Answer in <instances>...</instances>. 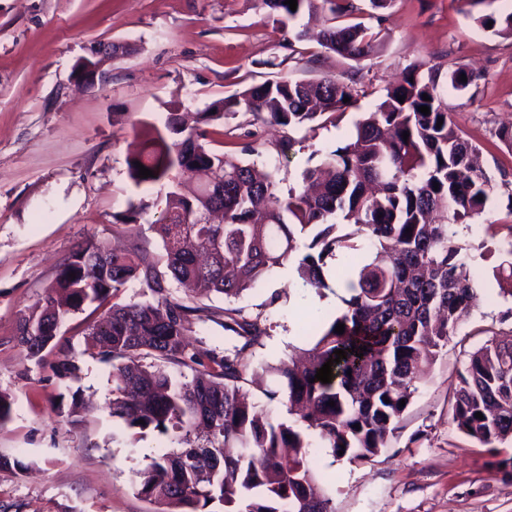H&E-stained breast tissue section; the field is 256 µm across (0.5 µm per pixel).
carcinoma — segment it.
Wrapping results in <instances>:
<instances>
[{"label": "carcinoma", "instance_id": "obj_1", "mask_svg": "<svg viewBox=\"0 0 512 512\" xmlns=\"http://www.w3.org/2000/svg\"><path fill=\"white\" fill-rule=\"evenodd\" d=\"M257 2L280 26L326 10L325 50L351 61L373 52L376 33L360 22H338L358 10L354 0H297L294 11L284 0ZM478 21L512 36V13ZM477 79L462 68L449 75L407 68L356 121L348 141L305 169L302 186L285 194L245 160L210 149L207 131L186 127L173 108L162 125H143L128 176L138 187L165 190L162 218L154 225L163 259L135 239L120 251L90 242L64 260L42 304L17 326L29 359L39 362L43 352L56 350V376L73 380L80 367L57 341L58 330L90 305L102 309L87 342L112 361L111 415L132 443L147 430L174 443L138 472L140 496L166 505V512H211L212 505L223 512H334L330 498L317 491L307 431H316L333 457L351 462L389 446L416 383L477 300L460 233L484 211L492 177L474 164L477 147L449 121L442 97L444 85L465 90ZM357 83L354 74L266 80L213 101L198 123L219 124L244 110L254 125L310 127L326 113L352 107ZM137 161L154 176L139 177ZM137 214L130 208L114 233L133 235ZM506 228L485 253L496 258L494 271L507 284L502 292L512 297V224ZM347 254V267L333 266ZM291 260L300 287L318 293L335 276L346 295L342 309L300 349L304 362L291 356L269 367L280 388L266 396L290 415L281 420L243 391L241 353L267 335L260 319L226 308L224 329L245 339L241 348L222 357L191 349L186 336L199 308L171 296L166 283L190 284L202 297L229 301ZM131 280L151 298L117 302ZM339 323L345 325L341 335L334 332ZM363 346L367 351L356 356ZM338 349L347 356L331 366V382H310ZM168 364L189 367L192 378L171 375ZM449 405L467 437L494 452L512 444V339L471 354Z\"/></svg>", "mask_w": 512, "mask_h": 512}]
</instances>
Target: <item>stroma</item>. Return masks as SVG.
Returning <instances> with one entry per match:
<instances>
[{"label": "stroma", "mask_w": 512, "mask_h": 512, "mask_svg": "<svg viewBox=\"0 0 512 512\" xmlns=\"http://www.w3.org/2000/svg\"><path fill=\"white\" fill-rule=\"evenodd\" d=\"M356 4L355 21L378 37L373 56L353 64L316 42L293 40L298 22L273 25L254 0H0V391L13 398L11 418L0 426V456L28 466L23 473L0 468V512L162 510L135 484L171 444L152 431L133 446L120 438L121 423L109 409L112 366L85 351L92 315L76 313L60 329L81 367L75 381L28 360L16 336L19 317L42 299L64 259L87 242L113 241L112 226L130 205L143 207L139 240L162 255L152 226L165 202L128 176L135 123H161L173 101L192 116L268 79L315 81L357 70V105L341 121L313 131L260 127L248 141V162L271 172L285 191L341 145L360 113L373 110L413 65L480 75L469 92L445 93L452 121L480 146V163L494 180L485 211L464 233L478 300L419 381L389 448L352 463L335 459L313 434L309 458L335 512H512V470L504 465L512 447L490 453L459 431L449 411L470 352L512 334V319L503 317L512 298L500 295L494 263L480 249L512 221V151L496 136L512 126V37L477 21L508 8L504 0H392L382 22L370 0ZM98 43L133 51L106 60L93 80L74 78L75 61ZM168 289L202 309L190 344L219 352L244 347L224 328L223 297L201 298L173 281ZM234 305L262 315L268 328L260 345L245 348L248 373L264 374L248 385L250 397L284 415L265 396L278 386L265 368L304 344L307 314L335 307L279 269ZM75 392L89 412L69 415Z\"/></svg>", "instance_id": "obj_1"}]
</instances>
